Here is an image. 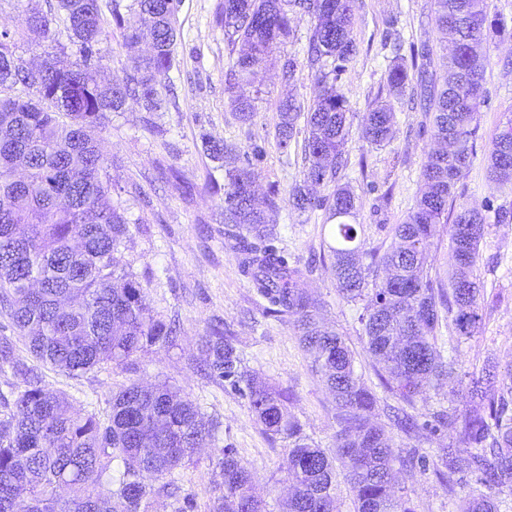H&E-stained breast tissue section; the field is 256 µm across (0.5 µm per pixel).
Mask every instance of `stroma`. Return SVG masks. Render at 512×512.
I'll return each mask as SVG.
<instances>
[{
	"mask_svg": "<svg viewBox=\"0 0 512 512\" xmlns=\"http://www.w3.org/2000/svg\"><path fill=\"white\" fill-rule=\"evenodd\" d=\"M223 0H181L177 17L180 36L176 64L162 81L170 99L168 111L149 114L132 108L112 113L99 133L102 149L112 160L109 173L112 197L122 205L131 234L122 249L127 270L149 281L148 302L155 315L176 323L172 346L137 353L120 368L98 369L71 378L47 370V388L67 393L75 409L105 412L113 392L133 382L166 381L181 389L204 417L218 426L217 438L198 450L192 462L174 471L183 493L193 497L195 512H210L213 486L219 478L217 461L223 449H234L255 474L266 512H282L285 495L281 467L282 444L272 443L254 421L248 403L228 383L210 380L200 370L198 338L212 324L222 323L233 336L246 367L293 396L292 411L305 434L323 448L336 445V405L311 370V360L300 347L288 318L266 308L240 272L235 252L224 242V227L214 221L224 204L223 193L211 183H223V171L214 169L204 139L221 140L240 151L260 146L256 163L259 194L277 192L276 245L289 262L310 263L309 288L320 299L328 323L346 335L357 353V369L379 399L375 417L388 421L393 399L380 386L361 341L362 303H351L337 292L327 260L334 242L328 210L298 212L288 203V192L301 180L303 139L295 137L288 149L275 140L278 102L295 96L311 102L316 78L306 64L311 16H297L292 42L277 46L256 64L252 89L258 90L253 124L240 123L225 90L230 68L229 48L216 18ZM400 31L402 53L416 68L440 73L448 50L434 24L432 0H358L353 37L359 54L347 64L338 85L350 105V133L345 144L348 165L339 175L359 198L356 222L365 249L388 248L395 224L403 222L415 205L420 173L434 147L429 120L419 96L405 93L393 102L395 131L378 147L362 136L363 116L386 89L392 57L389 35ZM484 101L477 116L472 164L456 185V202L479 209L512 210V185L490 187L488 155L507 112L512 111V38H493L486 46ZM294 59L292 82L281 78L285 59ZM478 276L492 304L484 310L482 327L456 348L460 374L484 364H512V223H489L480 245ZM430 391L411 414L422 426L416 435L393 431L397 448L414 451L416 459L433 461L447 447V429H424L435 411L447 408L448 390ZM401 492L417 512H456L458 499L482 494L474 478L461 479L456 496H448L432 471L416 468L400 482Z\"/></svg>",
	"mask_w": 512,
	"mask_h": 512,
	"instance_id": "stroma-1",
	"label": "stroma"
}]
</instances>
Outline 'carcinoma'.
Wrapping results in <instances>:
<instances>
[{"mask_svg": "<svg viewBox=\"0 0 512 512\" xmlns=\"http://www.w3.org/2000/svg\"><path fill=\"white\" fill-rule=\"evenodd\" d=\"M180 2L132 0L124 14L119 0H111L107 20L100 0H55L47 12L30 8L22 31H0V312L12 331L0 337V368L10 367L23 381L0 412V512H153L157 498L171 500L172 512H193L192 497L180 495L168 476L214 437L195 403L166 382L132 383L112 394L105 414H78L67 394L46 388L38 373L48 368L75 377L108 364L119 367L138 352L174 341L175 330L147 302L148 285L122 264L130 227L125 211L112 202L97 131L112 113L132 106L162 110L159 86L173 67ZM355 4L224 0L218 23L230 51L242 46L228 90L246 123L256 114L255 98L240 85L249 82L251 65L294 39L292 15L313 19L307 64L317 94L306 107L293 96L277 105L281 149H288L304 121L303 180L292 187L289 201L300 212L314 210L324 200L312 187L336 184L329 205L336 245L328 249L336 290L348 302L365 303L363 349L385 391L413 408L455 374V360L438 346L442 329L449 342L458 343L483 320L485 296L475 270L488 216L456 206L455 186L473 158L487 38L512 32L501 19L489 18L486 0H434L435 25L453 50L443 60L441 82L423 69L417 83L434 139L451 141L453 149L427 155L421 194L393 228V244L365 253L349 222L356 217L357 196L336 182L350 111L337 81L358 51ZM60 24L81 58H72L56 38ZM108 25L123 31L126 52L142 40L151 47L123 80L103 86L88 59ZM21 40L47 44L38 70L17 54ZM409 82L406 59L397 54L387 69L388 96L404 95ZM393 124L391 102L377 99L363 117V136L381 147L391 140ZM204 148L224 167V239L240 255L241 273L272 312L291 319L312 371L336 404V447L321 448L292 413L291 395L242 366L223 326L199 337L207 375L241 391L271 441L288 443L284 512H337L339 468L353 512H416L393 484L396 471L413 472L391 431L371 418L377 397L356 371L355 351L324 323L320 300L305 286L306 270L289 265L274 245L268 215L278 209L277 198L256 195L258 174L243 164L240 152L212 140ZM488 162L492 183L512 184V116L496 134ZM441 226L452 259L444 280L429 271L430 247ZM17 339L36 364L15 356ZM465 378L452 396L464 399L466 409L433 413L436 425L456 435L439 449L433 470L451 497L454 475L473 477L487 489L460 499L457 512H497V496L512 493V368L500 373L484 367ZM116 460L123 469L114 476ZM218 468L211 512H265L251 468L233 449L223 450Z\"/></svg>", "mask_w": 512, "mask_h": 512, "instance_id": "obj_1", "label": "carcinoma"}]
</instances>
